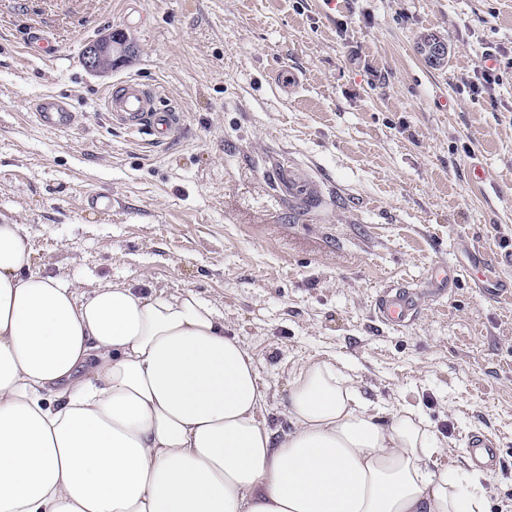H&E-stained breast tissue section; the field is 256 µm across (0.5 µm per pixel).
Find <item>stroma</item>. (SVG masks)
<instances>
[{"mask_svg":"<svg viewBox=\"0 0 512 512\" xmlns=\"http://www.w3.org/2000/svg\"><path fill=\"white\" fill-rule=\"evenodd\" d=\"M37 28L54 60L28 53ZM107 32L132 49L89 72L83 49ZM129 78L183 113L168 147L105 112ZM46 95L68 99L74 129L37 125ZM474 161L491 187L470 183ZM99 191L111 209L88 204ZM0 222L44 274L213 304L252 350L271 427L287 429L291 372L317 357L420 411L435 469L494 437L489 512H512V0H336L332 16L317 0H0ZM439 263L451 279L435 288ZM401 285L422 311L396 329L373 308Z\"/></svg>","mask_w":512,"mask_h":512,"instance_id":"obj_1","label":"stroma"}]
</instances>
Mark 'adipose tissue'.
<instances>
[{
    "instance_id": "1",
    "label": "adipose tissue",
    "mask_w": 512,
    "mask_h": 512,
    "mask_svg": "<svg viewBox=\"0 0 512 512\" xmlns=\"http://www.w3.org/2000/svg\"><path fill=\"white\" fill-rule=\"evenodd\" d=\"M267 397L193 292L44 275L0 222V512H488L482 475L433 470L420 414L330 361L293 372L287 429Z\"/></svg>"
}]
</instances>
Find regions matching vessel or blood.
Returning a JSON list of instances; mask_svg holds the SVG:
<instances>
[{"mask_svg":"<svg viewBox=\"0 0 512 512\" xmlns=\"http://www.w3.org/2000/svg\"><path fill=\"white\" fill-rule=\"evenodd\" d=\"M104 107L113 122L131 134H143L154 147L173 143L183 129V118L174 108L164 105L154 89L135 79H128L104 93ZM34 116L44 128L56 131L70 130L77 115L68 101L59 96L38 100ZM421 298L406 287L386 288L376 301L374 317L380 323L402 328L414 322L420 314ZM471 459L475 466L494 467L500 462V451L495 440L483 435L469 440Z\"/></svg>","mask_w":512,"mask_h":512,"instance_id":"obj_1","label":"vessel or blood"}]
</instances>
